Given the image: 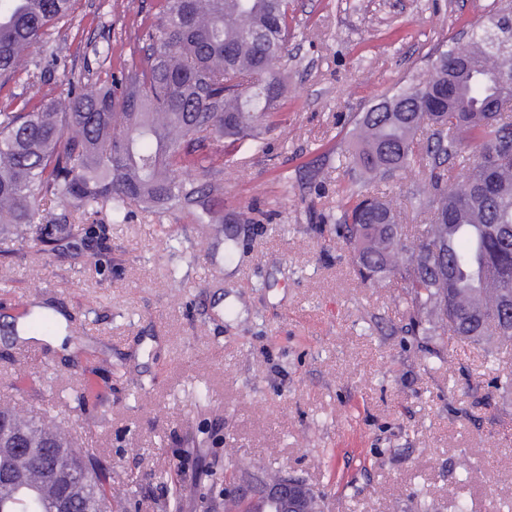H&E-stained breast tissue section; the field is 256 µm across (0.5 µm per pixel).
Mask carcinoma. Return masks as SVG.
<instances>
[{"mask_svg": "<svg viewBox=\"0 0 512 512\" xmlns=\"http://www.w3.org/2000/svg\"><path fill=\"white\" fill-rule=\"evenodd\" d=\"M71 0H0V89L19 60L68 17ZM138 25L142 47L106 80L86 68L63 76V90L39 105L0 109V244L103 241L96 217L136 205H200L198 223L224 231L204 206L220 189L213 156L223 141L258 137L288 86L292 0H157ZM467 66L448 72L454 48L438 49L430 77L385 96L398 112L362 113L345 165L366 184L417 168L429 178L411 192L422 223L406 233L390 201L350 196L334 231L360 279L393 277L407 323L442 360L452 334L512 350V121L490 108L503 87L489 73H512V50L490 56L488 31L512 40V14L474 23ZM52 209L44 220V206ZM30 448H69L87 472L93 512H114L107 461L63 441L69 421L44 411L0 409ZM0 512H52L57 483L38 457L0 453Z\"/></svg>", "mask_w": 512, "mask_h": 512, "instance_id": "carcinoma-1", "label": "carcinoma"}]
</instances>
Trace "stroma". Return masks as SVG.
<instances>
[{
  "label": "stroma",
  "instance_id": "stroma-1",
  "mask_svg": "<svg viewBox=\"0 0 512 512\" xmlns=\"http://www.w3.org/2000/svg\"><path fill=\"white\" fill-rule=\"evenodd\" d=\"M153 0H75L68 28L32 49L11 94L60 91L63 66L97 67L102 27L129 57ZM288 94L278 126L225 155L211 197L228 219L210 235L189 212L103 213L109 249L88 267L79 242L0 254V406L66 413L71 436L112 467L116 512H159L166 479L180 512L268 465L321 492L324 512H497L512 503V394L480 351L449 338L428 364L396 327V282L366 284L336 245L332 217L355 182L340 160L356 117L424 79L436 49L501 0H293ZM415 169L390 180L404 228L420 223ZM255 220L234 223L240 209ZM41 282L32 285L31 268ZM54 323L20 346L35 308ZM96 394L75 397L84 380ZM481 401L461 422L459 391ZM483 475L464 480L457 461Z\"/></svg>",
  "mask_w": 512,
  "mask_h": 512
}]
</instances>
